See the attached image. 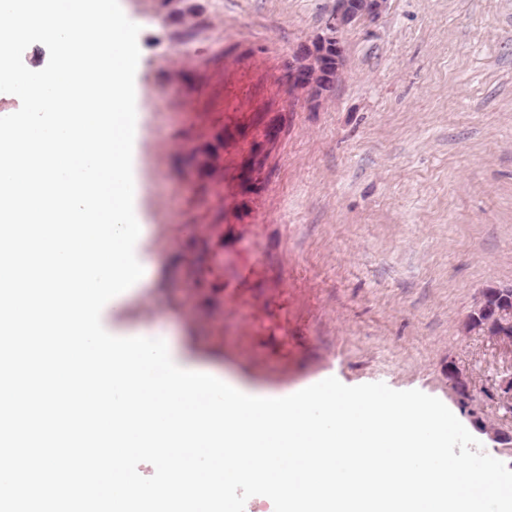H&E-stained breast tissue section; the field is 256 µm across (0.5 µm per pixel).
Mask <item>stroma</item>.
Masks as SVG:
<instances>
[{
    "label": "stroma",
    "instance_id": "1",
    "mask_svg": "<svg viewBox=\"0 0 512 512\" xmlns=\"http://www.w3.org/2000/svg\"><path fill=\"white\" fill-rule=\"evenodd\" d=\"M140 27L135 150L145 288L118 337L285 397L385 380L511 429L488 395L512 348L467 330L512 285V0H388L339 35L320 100L288 65L336 0H120ZM149 307H142L141 298Z\"/></svg>",
    "mask_w": 512,
    "mask_h": 512
}]
</instances>
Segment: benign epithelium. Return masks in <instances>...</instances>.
<instances>
[{"label": "benign epithelium", "mask_w": 512, "mask_h": 512, "mask_svg": "<svg viewBox=\"0 0 512 512\" xmlns=\"http://www.w3.org/2000/svg\"><path fill=\"white\" fill-rule=\"evenodd\" d=\"M387 0H336V11L328 24L330 34L318 38L313 48L307 50L296 62L288 65V86L292 91H304L313 99H318L329 90L340 68H332L329 63V51H336L341 57L338 34L351 22L366 18L376 19L385 8ZM500 301L495 305L487 302V296L481 295L479 304L490 310L489 317L482 324L467 323V329L483 332L487 336L500 339L512 345V288L495 287ZM497 400L503 408L512 414V374L502 377L499 383ZM474 430L496 444L509 445L512 434L495 428L489 429L479 420L472 422Z\"/></svg>", "instance_id": "7a95c632"}]
</instances>
